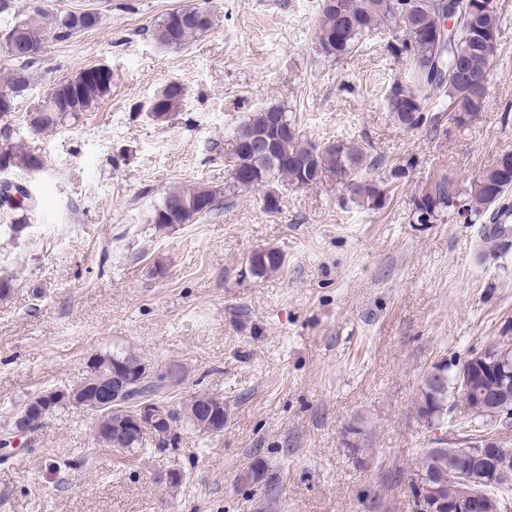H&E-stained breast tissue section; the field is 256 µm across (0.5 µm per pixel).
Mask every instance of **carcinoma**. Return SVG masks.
I'll return each instance as SVG.
<instances>
[{"label":"carcinoma","mask_w":512,"mask_h":512,"mask_svg":"<svg viewBox=\"0 0 512 512\" xmlns=\"http://www.w3.org/2000/svg\"><path fill=\"white\" fill-rule=\"evenodd\" d=\"M468 0H458L455 26L443 39L436 38L434 25L445 15L448 3L444 0H322L320 17L315 29L317 53L324 58L341 59L349 55L368 36L378 31L384 21H392L401 36L392 45L393 51L406 55L412 65L414 84L397 83L388 95V112L393 121L406 130H416L431 123L435 117L426 113L425 99L420 91L424 88L444 90L454 106V111L473 116L484 106L487 88L473 93L458 80L456 70L462 69L476 75L488 76L493 54L489 43H497L500 14L494 0H482L483 7L477 15L463 16ZM180 10L173 9L156 24L152 36L156 43L166 48L188 44L213 27L214 18L206 13L199 22H179ZM12 28L21 32V38L35 51L34 55L14 58L18 67L0 81V123H8L15 110V101L28 87V69L43 52L47 34L65 39L89 29L76 13L58 14L46 7L37 15L17 19ZM112 79L89 82L79 73L75 77L56 84L51 98L40 105L30 120V129L41 132L61 122L67 116L91 112L110 91ZM183 87L170 82L151 99L147 112L154 120L167 119L181 107ZM275 114L283 116L288 129L278 134L276 151L270 157L241 154L237 150L236 136L224 143V165L227 180L224 191L233 194L265 185L274 180L297 187L318 184L331 173L344 180L343 197L346 203L357 204L365 209L379 211L386 207L387 189L362 174L374 166L366 147L360 141H336L315 143L299 135L288 110L272 105L252 113L238 127L247 129L257 138L271 133V121ZM20 166L35 169L37 158L28 154L18 155L10 149L0 151V169ZM512 191V150L502 152L495 163L474 177L466 189H461L454 177L439 176L427 189L414 198L413 217L419 224H431L445 214L455 213L470 222L474 217L497 213L506 208L502 203ZM220 193L209 187L188 185L168 192L156 209L154 223L162 226L186 224L195 217L208 215L218 209ZM0 203L11 210H26L33 206L32 197L21 184L9 181L0 185ZM250 272L261 277L279 270L284 264L283 254L276 248L255 250L247 259ZM140 360L129 353L112 352L96 354L88 359L86 376L73 388L51 390L31 396L21 413L25 415L30 431L43 427V421L54 411L71 405L84 406L96 412L93 438L107 447L117 440L122 447L135 451L141 448L144 434L123 430L113 407L102 405L94 374L104 364L112 365L114 375L123 380L136 376ZM170 388L166 375L153 374L136 384L143 395L156 400ZM472 420L492 424L488 411L501 400L502 379L498 372L483 363L475 364L474 381L471 385ZM463 393L458 383V371L446 366L428 374L422 388L419 414L433 424L448 413V392ZM196 402L216 414L217 420L200 417L192 407L184 410L180 418L197 431L216 435L224 430V400L209 394L195 395ZM461 459L460 448L448 446L434 452L425 451L417 470L432 472L440 478L432 493L445 501L461 499L456 481L453 480ZM488 502L486 512H497L498 504L505 501L504 493L511 490L508 484L478 486Z\"/></svg>","instance_id":"cac0c4a2"}]
</instances>
